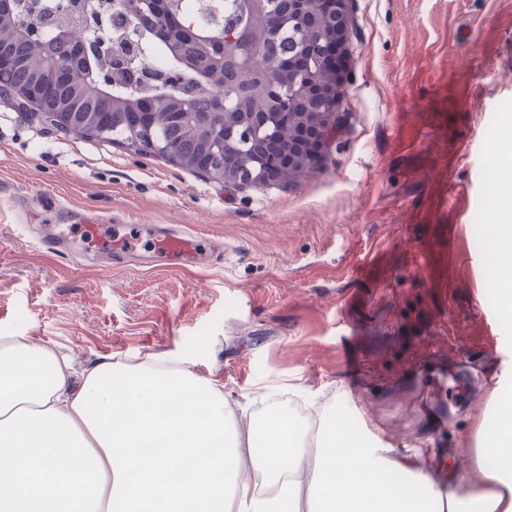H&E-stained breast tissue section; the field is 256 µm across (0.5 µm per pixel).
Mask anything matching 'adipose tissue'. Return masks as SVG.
<instances>
[{
	"instance_id": "ef3b65f1",
	"label": "adipose tissue",
	"mask_w": 512,
	"mask_h": 512,
	"mask_svg": "<svg viewBox=\"0 0 512 512\" xmlns=\"http://www.w3.org/2000/svg\"><path fill=\"white\" fill-rule=\"evenodd\" d=\"M473 471L436 485L424 451L370 427L278 412L240 426L224 386L184 362L67 355L0 336V512H512V279ZM249 467L254 481L241 478Z\"/></svg>"
}]
</instances>
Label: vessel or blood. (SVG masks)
I'll use <instances>...</instances> for the list:
<instances>
[{"label":"vessel or blood","mask_w":512,"mask_h":512,"mask_svg":"<svg viewBox=\"0 0 512 512\" xmlns=\"http://www.w3.org/2000/svg\"><path fill=\"white\" fill-rule=\"evenodd\" d=\"M79 239L82 256H102L124 265L141 253L150 252L174 268L199 267L223 256L224 246L213 236L195 228L169 224H97L85 221ZM39 247L50 254H64L68 242L61 230L43 227L37 235Z\"/></svg>","instance_id":"1"}]
</instances>
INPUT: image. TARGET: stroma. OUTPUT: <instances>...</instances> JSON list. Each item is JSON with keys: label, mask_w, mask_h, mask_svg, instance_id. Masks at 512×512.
I'll return each instance as SVG.
<instances>
[{"label": "stroma", "mask_w": 512, "mask_h": 512, "mask_svg": "<svg viewBox=\"0 0 512 512\" xmlns=\"http://www.w3.org/2000/svg\"><path fill=\"white\" fill-rule=\"evenodd\" d=\"M342 120L314 169L226 193L210 178L80 137L0 99V336L104 358L183 359L230 406L298 386L433 480L472 463L499 354L492 139L512 132V0H348ZM108 224H185L221 263L85 266L30 230L56 205ZM474 377L449 408V364Z\"/></svg>", "instance_id": "stroma-1"}]
</instances>
